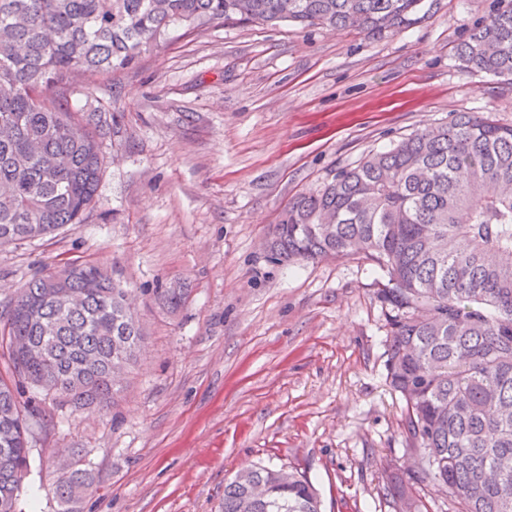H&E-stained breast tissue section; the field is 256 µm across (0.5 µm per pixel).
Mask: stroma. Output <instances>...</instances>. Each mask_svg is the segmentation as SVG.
<instances>
[{
  "mask_svg": "<svg viewBox=\"0 0 512 512\" xmlns=\"http://www.w3.org/2000/svg\"><path fill=\"white\" fill-rule=\"evenodd\" d=\"M497 0H435L392 36L328 27L174 31L130 69L77 85L112 104L83 223L0 248V310L41 270L93 261L128 288L146 336L117 407L43 406L17 512H57L60 449L93 477L73 512H221L224 484L305 473L322 512H392L388 465L413 466L385 369L386 271L362 253L274 260L288 203L366 155L472 112L512 125V80L455 48ZM187 295L176 309L165 289Z\"/></svg>",
  "mask_w": 512,
  "mask_h": 512,
  "instance_id": "stroma-1",
  "label": "stroma"
}]
</instances>
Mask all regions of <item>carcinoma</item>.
<instances>
[{"instance_id":"obj_1","label":"carcinoma","mask_w":512,"mask_h":512,"mask_svg":"<svg viewBox=\"0 0 512 512\" xmlns=\"http://www.w3.org/2000/svg\"><path fill=\"white\" fill-rule=\"evenodd\" d=\"M471 29L460 60L512 77V0ZM424 0H0V248L81 224L95 203L109 112L64 104L70 77L94 82L162 45L176 27L294 22L381 37L423 18ZM278 260L361 251L385 268L376 292L390 327L387 379L405 401L407 446L424 464L387 477L394 512H421L428 480L454 512H512V126L468 112L366 156L274 225ZM67 291L29 279L0 313L12 378H0V512H16L29 437L44 408L115 404L110 379L143 339L126 289L91 262L70 263ZM55 486L59 512L91 487L83 456ZM223 512H321L312 482L259 466L224 485Z\"/></svg>"}]
</instances>
